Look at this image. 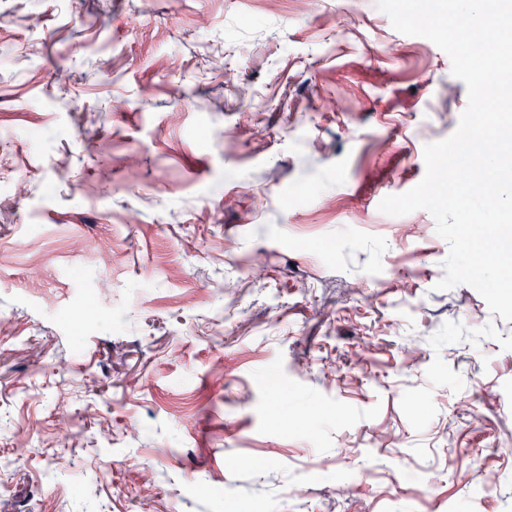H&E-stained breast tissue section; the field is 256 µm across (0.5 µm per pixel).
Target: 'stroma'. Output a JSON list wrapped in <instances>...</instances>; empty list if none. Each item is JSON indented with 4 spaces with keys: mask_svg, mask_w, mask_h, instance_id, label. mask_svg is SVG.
<instances>
[{
    "mask_svg": "<svg viewBox=\"0 0 512 512\" xmlns=\"http://www.w3.org/2000/svg\"><path fill=\"white\" fill-rule=\"evenodd\" d=\"M467 103L375 0H0V512H512V322L378 209Z\"/></svg>",
    "mask_w": 512,
    "mask_h": 512,
    "instance_id": "35a3bbf8",
    "label": "stroma"
}]
</instances>
